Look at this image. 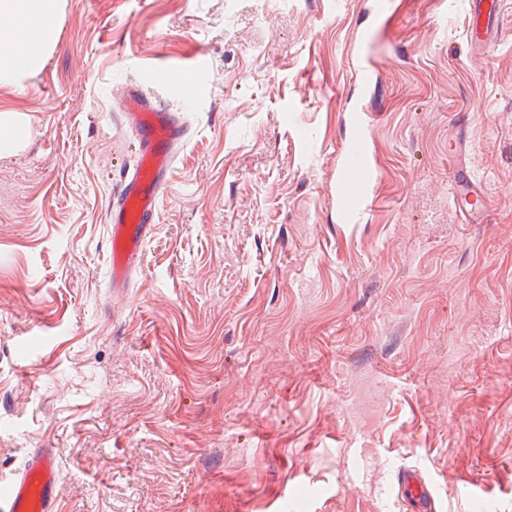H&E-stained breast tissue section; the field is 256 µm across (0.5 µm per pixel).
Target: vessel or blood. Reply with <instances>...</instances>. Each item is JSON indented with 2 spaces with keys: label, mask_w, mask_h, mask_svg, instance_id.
Masks as SVG:
<instances>
[{
  "label": "vessel or blood",
  "mask_w": 512,
  "mask_h": 512,
  "mask_svg": "<svg viewBox=\"0 0 512 512\" xmlns=\"http://www.w3.org/2000/svg\"><path fill=\"white\" fill-rule=\"evenodd\" d=\"M498 8L497 0H468L472 47L482 46ZM121 115L136 142L140 161L127 175L120 200L111 206L108 215L109 277L115 288L125 287L140 267L146 240L158 218L162 177L172 168L174 149L186 135L171 107L154 103L133 90L121 99ZM341 169L339 214L344 223L354 224L361 217V204L372 179L369 146L362 134L350 139ZM56 458L53 448L31 451L24 467L0 484V512H56ZM401 483L409 489L418 512H434L435 501L418 469L404 470Z\"/></svg>",
  "instance_id": "b4317fda"
}]
</instances>
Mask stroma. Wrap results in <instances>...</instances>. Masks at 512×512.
<instances>
[{
	"label": "stroma",
	"mask_w": 512,
	"mask_h": 512,
	"mask_svg": "<svg viewBox=\"0 0 512 512\" xmlns=\"http://www.w3.org/2000/svg\"><path fill=\"white\" fill-rule=\"evenodd\" d=\"M370 3L62 0L0 87V480L53 448L58 512H413L416 466L437 512H512V0L479 51L465 0ZM128 86L187 135L116 297ZM26 122L23 117L14 112H1L0 113V155H10L22 141L16 140L13 135H21V129H16L25 126ZM16 129V130H14ZM14 130V131H13ZM13 131V135H12ZM341 169L342 204L339 214L344 223L354 224L360 220L361 203L372 179L369 146L362 134L357 133L350 139L344 151Z\"/></svg>",
	"instance_id": "stroma-1"
}]
</instances>
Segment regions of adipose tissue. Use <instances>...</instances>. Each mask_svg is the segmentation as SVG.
<instances>
[{"mask_svg":"<svg viewBox=\"0 0 512 512\" xmlns=\"http://www.w3.org/2000/svg\"><path fill=\"white\" fill-rule=\"evenodd\" d=\"M60 0H0V87L18 85L57 36Z\"/></svg>","mask_w":512,"mask_h":512,"instance_id":"ef3b65f1","label":"adipose tissue"}]
</instances>
